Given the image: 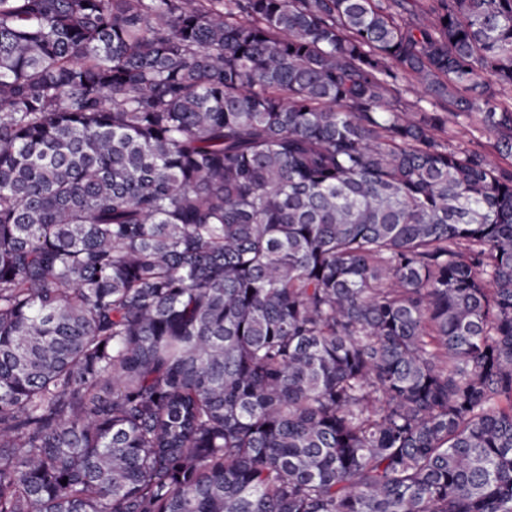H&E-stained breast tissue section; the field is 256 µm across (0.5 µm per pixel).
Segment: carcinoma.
I'll return each instance as SVG.
<instances>
[{"instance_id": "obj_1", "label": "carcinoma", "mask_w": 512, "mask_h": 512, "mask_svg": "<svg viewBox=\"0 0 512 512\" xmlns=\"http://www.w3.org/2000/svg\"><path fill=\"white\" fill-rule=\"evenodd\" d=\"M407 2L0 0V512H512V0Z\"/></svg>"}]
</instances>
